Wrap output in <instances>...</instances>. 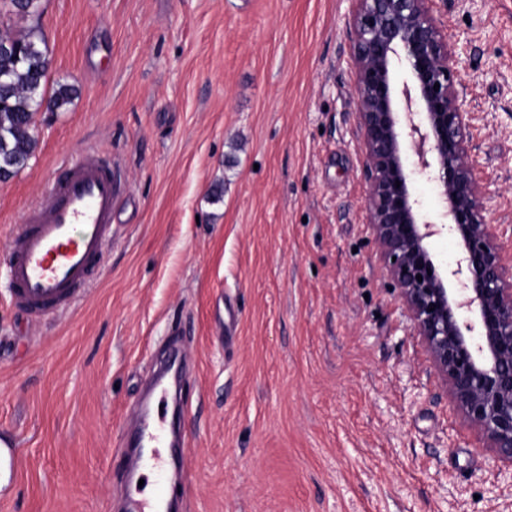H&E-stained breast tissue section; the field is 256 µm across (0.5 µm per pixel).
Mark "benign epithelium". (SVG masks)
Returning <instances> with one entry per match:
<instances>
[{
    "mask_svg": "<svg viewBox=\"0 0 512 512\" xmlns=\"http://www.w3.org/2000/svg\"><path fill=\"white\" fill-rule=\"evenodd\" d=\"M351 2L346 30L365 223L450 400L495 461L512 469V236L487 219V185L471 154L474 116L461 104L456 68L468 43L448 39L430 0ZM399 64L408 74L401 83ZM400 97L406 108L418 106L421 123L403 126ZM409 150L438 184L441 222L413 197ZM443 232L461 256L441 270L427 239Z\"/></svg>",
    "mask_w": 512,
    "mask_h": 512,
    "instance_id": "7a95c632",
    "label": "benign epithelium"
}]
</instances>
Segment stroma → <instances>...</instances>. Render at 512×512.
Returning <instances> with one entry per match:
<instances>
[{"mask_svg":"<svg viewBox=\"0 0 512 512\" xmlns=\"http://www.w3.org/2000/svg\"><path fill=\"white\" fill-rule=\"evenodd\" d=\"M350 0H44L50 82L0 182V254L80 150L123 187L72 309L31 322L0 274V512H127V433L170 350L187 435L178 512H512V477L454 411L364 222ZM469 41L460 97L512 230V0H432Z\"/></svg>","mask_w":512,"mask_h":512,"instance_id":"obj_1","label":"stroma"}]
</instances>
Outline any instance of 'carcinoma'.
<instances>
[{
    "label": "carcinoma",
    "mask_w": 512,
    "mask_h": 512,
    "mask_svg": "<svg viewBox=\"0 0 512 512\" xmlns=\"http://www.w3.org/2000/svg\"><path fill=\"white\" fill-rule=\"evenodd\" d=\"M17 14L33 21L23 34L0 29V47L13 50L0 55V179H7L25 168L38 144L34 115L42 102L56 112L68 105L75 89L56 82L46 95L47 48L41 30L42 0H9Z\"/></svg>",
    "instance_id": "carcinoma-1"
}]
</instances>
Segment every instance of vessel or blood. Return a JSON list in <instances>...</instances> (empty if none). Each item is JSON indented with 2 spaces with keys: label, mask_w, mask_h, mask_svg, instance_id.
I'll return each mask as SVG.
<instances>
[{
  "label": "vessel or blood",
  "mask_w": 512,
  "mask_h": 512,
  "mask_svg": "<svg viewBox=\"0 0 512 512\" xmlns=\"http://www.w3.org/2000/svg\"><path fill=\"white\" fill-rule=\"evenodd\" d=\"M121 187L111 159L86 150L56 169L43 202L27 209L6 257L8 297L32 321L76 305L112 239V216ZM138 443H149L147 460L134 467H161L163 448L174 443L163 422L140 427Z\"/></svg>",
  "instance_id": "vessel-or-blood-1"
}]
</instances>
